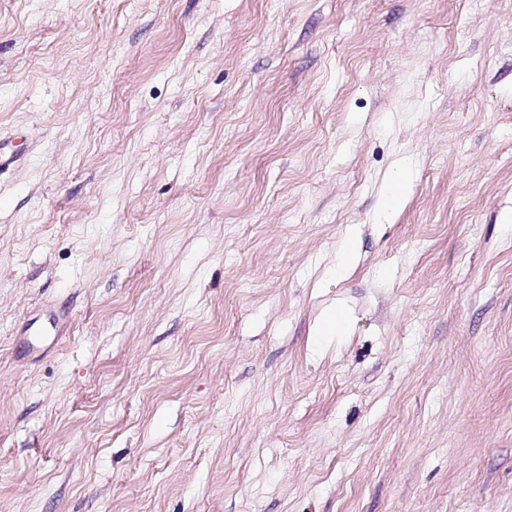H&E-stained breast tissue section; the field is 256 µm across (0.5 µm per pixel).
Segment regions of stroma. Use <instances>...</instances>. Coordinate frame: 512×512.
Masks as SVG:
<instances>
[{"instance_id": "obj_1", "label": "stroma", "mask_w": 512, "mask_h": 512, "mask_svg": "<svg viewBox=\"0 0 512 512\" xmlns=\"http://www.w3.org/2000/svg\"><path fill=\"white\" fill-rule=\"evenodd\" d=\"M0 137V512H512V0H0Z\"/></svg>"}]
</instances>
